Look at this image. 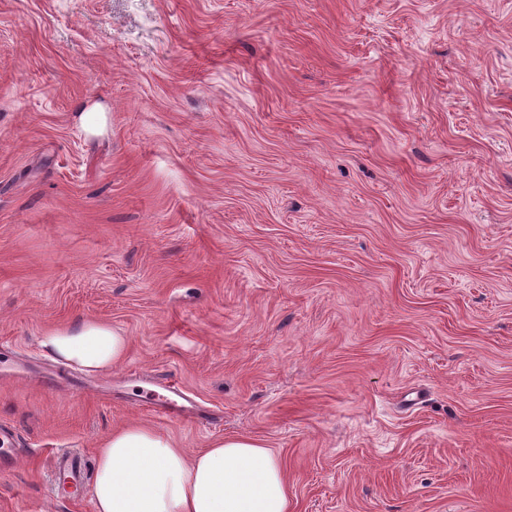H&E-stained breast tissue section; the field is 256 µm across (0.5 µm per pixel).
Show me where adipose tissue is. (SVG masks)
<instances>
[{
  "instance_id": "adipose-tissue-1",
  "label": "adipose tissue",
  "mask_w": 512,
  "mask_h": 512,
  "mask_svg": "<svg viewBox=\"0 0 512 512\" xmlns=\"http://www.w3.org/2000/svg\"><path fill=\"white\" fill-rule=\"evenodd\" d=\"M58 361L107 374L126 357L128 338L97 320L45 333ZM94 512H288V482L259 442L219 438L190 455L169 435L130 422L101 443L91 486Z\"/></svg>"
}]
</instances>
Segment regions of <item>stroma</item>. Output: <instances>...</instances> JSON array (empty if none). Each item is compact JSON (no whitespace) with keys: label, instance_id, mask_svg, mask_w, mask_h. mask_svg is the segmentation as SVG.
Instances as JSON below:
<instances>
[{"label":"stroma","instance_id":"stroma-1","mask_svg":"<svg viewBox=\"0 0 512 512\" xmlns=\"http://www.w3.org/2000/svg\"><path fill=\"white\" fill-rule=\"evenodd\" d=\"M85 318L124 361L38 385ZM2 346L0 512H94L53 456L130 421L288 512H512V0H0Z\"/></svg>","mask_w":512,"mask_h":512}]
</instances>
